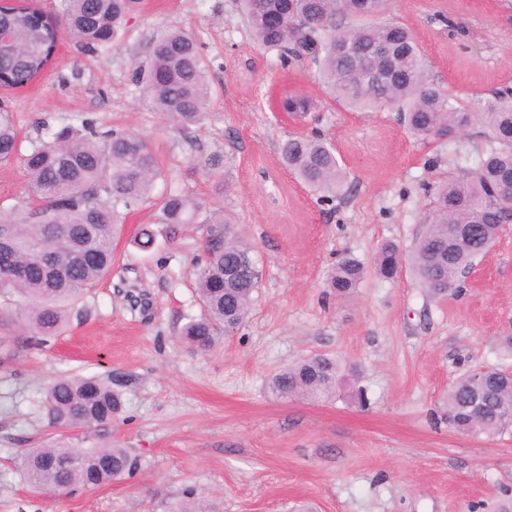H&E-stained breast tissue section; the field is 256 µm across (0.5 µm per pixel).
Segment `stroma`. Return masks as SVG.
<instances>
[{
  "label": "stroma",
  "mask_w": 512,
  "mask_h": 512,
  "mask_svg": "<svg viewBox=\"0 0 512 512\" xmlns=\"http://www.w3.org/2000/svg\"><path fill=\"white\" fill-rule=\"evenodd\" d=\"M389 13L417 37L435 79L468 99L512 87V0H390ZM196 34L208 65L204 121L167 129L137 98L136 63L157 29ZM315 103L310 118L280 111L288 93ZM21 137L81 115L100 129L149 138L175 189L220 205L240 225L264 269L245 323L209 353L179 338L199 315L194 270L200 233L143 252L129 245L151 223L152 202L131 208L111 275L71 312L67 332L0 364V512H170L191 490L219 512H494L512 497V431L474 438L448 426L444 400L466 372L512 365L499 338L512 335V223L478 257L458 293L434 298L409 268L371 269L385 241L410 254L429 214L424 185L475 166L489 149L478 125L448 142L412 138L395 113L333 103L307 63L282 65L260 49L236 0H145L119 47L87 54L64 39L25 90H1ZM323 134L351 187L325 202L288 175L278 148L289 133ZM223 150L234 188L220 195L198 168ZM367 265L355 293L326 292L342 258ZM311 354L353 365L367 407L283 399L271 375ZM61 375L122 384L125 408L107 440L137 457L133 476L72 495L33 492L18 464L54 436L42 389Z\"/></svg>",
  "instance_id": "stroma-1"
}]
</instances>
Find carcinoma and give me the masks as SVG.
Masks as SVG:
<instances>
[{"label": "carcinoma", "instance_id": "1", "mask_svg": "<svg viewBox=\"0 0 512 512\" xmlns=\"http://www.w3.org/2000/svg\"><path fill=\"white\" fill-rule=\"evenodd\" d=\"M242 15L260 48L277 55L282 65L308 60L336 103L360 111L398 114L408 132L420 140H450L458 130L480 125L497 148L462 175L425 188L431 211L410 256L411 268L428 294L446 296L460 288L461 277L486 252L501 225L512 221V198L504 187L512 181V90L475 94L464 104L453 99L429 76L422 50L411 30L386 17L389 0H238ZM143 0H58L56 22L18 3L0 8V78L16 83L39 74L62 36L90 52L119 46L124 21ZM271 13L284 24H268ZM385 58L374 57L376 48ZM140 98L172 127L202 122L207 114V65L195 34L179 27L157 30L148 57L134 70ZM289 116L305 119L314 110L299 93L281 102ZM280 163L300 183L330 202L342 196L347 172L336 149L318 134L288 135L279 147ZM19 162L29 197L38 202L0 211V293L16 294L22 307H0V362L19 347L38 345L60 335L70 311L83 295L105 278L114 265L115 242L121 236L123 211L140 203L164 177L152 142L120 129L101 131L87 117L72 123L45 125L44 134L21 151L12 110L0 106V164ZM220 192L231 187L226 158L213 153L200 161ZM158 229L144 226L133 243L149 249L161 237L181 238L191 225L203 245L196 261L195 290L200 315L180 335L196 353L205 354L221 336L248 318L261 287L262 269L254 246L238 225L224 218V208L206 206L181 192L161 196ZM402 257L396 245H380L373 259L376 274L397 275ZM365 266L352 258L336 263L327 288L345 296L359 286ZM273 393L328 402L346 388L358 399L352 367L339 356H303L277 371ZM482 401L472 414L469 404ZM120 390L112 379L63 376L46 388L43 408L59 437L30 449L20 466L28 485L70 493L98 487L130 475L135 459L119 443L97 442L85 451L73 449L69 431H96L112 426L123 412ZM448 425L471 436H493L512 426V371L496 378L469 372L448 388ZM75 455L77 465L51 470L46 463ZM175 512H216L187 492Z\"/></svg>", "mask_w": 512, "mask_h": 512}]
</instances>
